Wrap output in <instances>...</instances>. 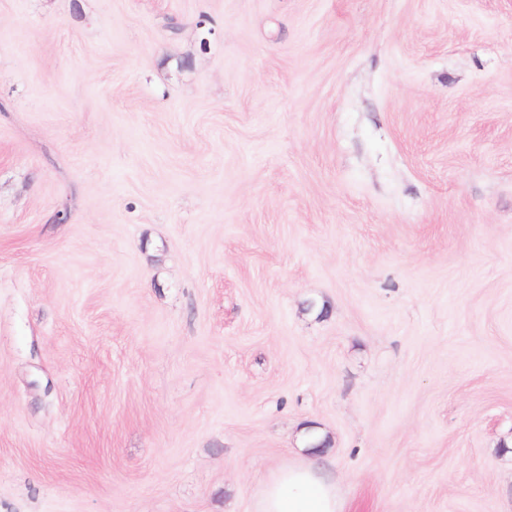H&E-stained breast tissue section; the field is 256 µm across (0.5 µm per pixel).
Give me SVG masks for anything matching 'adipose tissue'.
Returning a JSON list of instances; mask_svg holds the SVG:
<instances>
[{"label":"adipose tissue","instance_id":"obj_1","mask_svg":"<svg viewBox=\"0 0 512 512\" xmlns=\"http://www.w3.org/2000/svg\"><path fill=\"white\" fill-rule=\"evenodd\" d=\"M254 512H344L335 480L316 462L275 470Z\"/></svg>","mask_w":512,"mask_h":512}]
</instances>
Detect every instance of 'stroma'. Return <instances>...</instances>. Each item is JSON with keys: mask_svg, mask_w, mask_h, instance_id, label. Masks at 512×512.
Masks as SVG:
<instances>
[{"mask_svg": "<svg viewBox=\"0 0 512 512\" xmlns=\"http://www.w3.org/2000/svg\"><path fill=\"white\" fill-rule=\"evenodd\" d=\"M512 512V0H0V512ZM253 512H344L335 480L315 461L275 470Z\"/></svg>", "mask_w": 512, "mask_h": 512, "instance_id": "stroma-1", "label": "stroma"}]
</instances>
